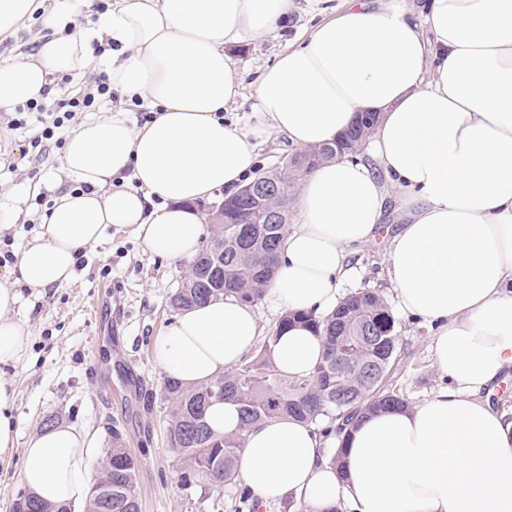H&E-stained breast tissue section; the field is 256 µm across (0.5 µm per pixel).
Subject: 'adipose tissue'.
Returning <instances> with one entry per match:
<instances>
[{
  "label": "adipose tissue",
  "mask_w": 512,
  "mask_h": 512,
  "mask_svg": "<svg viewBox=\"0 0 512 512\" xmlns=\"http://www.w3.org/2000/svg\"><path fill=\"white\" fill-rule=\"evenodd\" d=\"M291 6L113 0L86 28L66 0L47 12L49 34L33 59L0 66V112L48 97L52 75L88 67L101 40L113 89L153 118L134 127L116 111L68 138L62 167L77 187L45 214L17 282L67 284L78 252L110 225L164 260L198 254L196 201L237 191L263 136L224 120L239 92L226 48L275 30ZM256 97L270 130L300 149L336 141L359 111L379 115L369 160L345 156L304 179L267 298L286 311L336 310L341 284L358 274L352 250L384 221L378 176L386 174L407 211L387 277L398 307L436 326L435 366L448 385L419 405L361 418L338 468L309 423L256 426L238 479L260 500L289 496L313 512H512V420L487 398L512 370V0H429L419 22L403 0H347L261 73ZM18 301L0 286V365L19 359ZM259 333L256 307L219 298L180 311L155 336L153 356L163 376L195 385L235 369ZM323 352L322 338L294 326L272 359L281 373L302 376ZM99 454L88 433L50 427L28 440L18 477L48 503L79 506Z\"/></svg>",
  "instance_id": "ef3b65f1"
}]
</instances>
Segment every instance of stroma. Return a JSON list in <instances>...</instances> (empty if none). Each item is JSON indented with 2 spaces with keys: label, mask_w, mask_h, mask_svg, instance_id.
I'll return each instance as SVG.
<instances>
[{
  "label": "stroma",
  "mask_w": 512,
  "mask_h": 512,
  "mask_svg": "<svg viewBox=\"0 0 512 512\" xmlns=\"http://www.w3.org/2000/svg\"><path fill=\"white\" fill-rule=\"evenodd\" d=\"M292 4L286 27L229 47L242 84L239 96L224 107L225 120L249 129L263 124L256 108L260 74L324 18L311 0ZM44 34L36 17L15 35L0 38V66L35 53ZM122 104L117 93L99 99L90 111L67 122L57 139L37 146L31 143L42 128L36 117L18 129L11 125L12 113L0 112V285L17 288L21 299L12 316L25 329L19 362L0 372L17 388L19 450L48 421L89 431L101 449L111 446L117 431L139 460L141 512H311L307 504L289 498L245 507L235 486L207 489L181 483V464L168 444L169 408L162 392L164 377L153 358V339L176 317L168 298L180 284L186 263L156 258L130 231L110 226L82 251L70 283L46 289L16 284L15 265L41 233L47 208L75 187L61 172L63 139L77 124ZM385 192L382 231L356 254L357 284L390 301L394 291L386 276V257L403 204L393 186ZM395 320L400 356L393 371L400 393L413 406L448 381L434 364L433 327L402 313ZM19 450L0 457V512H8L23 490L17 474Z\"/></svg>",
  "instance_id": "35a3bbf8"
}]
</instances>
